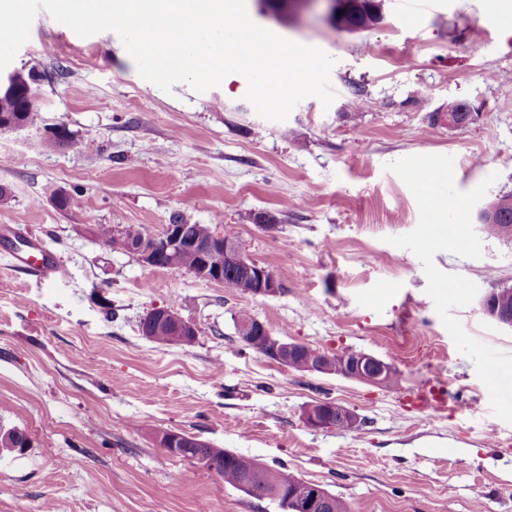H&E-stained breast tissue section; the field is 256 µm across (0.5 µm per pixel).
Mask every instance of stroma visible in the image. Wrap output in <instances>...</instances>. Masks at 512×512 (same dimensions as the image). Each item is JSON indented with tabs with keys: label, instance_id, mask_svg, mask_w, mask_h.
<instances>
[{
	"label": "stroma",
	"instance_id": "stroma-1",
	"mask_svg": "<svg viewBox=\"0 0 512 512\" xmlns=\"http://www.w3.org/2000/svg\"><path fill=\"white\" fill-rule=\"evenodd\" d=\"M381 3L380 23L345 32L320 14L247 0L257 25L336 60L330 107L309 97L282 122L254 111L242 75L166 93L141 78L115 33L84 38L36 16L9 65L38 73L35 111L0 132V225L16 230L0 239V429L30 437L24 451L0 452V512H278L167 455L155 442L163 430L321 485L351 512H512V424L488 410L421 261L387 242L415 228L419 209L385 168L451 155L458 190L495 172L487 199L512 193V13L498 0ZM457 102L473 107L472 123L434 120ZM59 125L84 149L46 148ZM174 215L233 227L281 290L255 297L151 267L96 233L144 224L159 234ZM19 233L54 252L56 277L11 268ZM481 242V258L441 251L434 264L478 287V300L453 311L466 332L512 354V328L481 304L512 286V240ZM162 307L195 324L192 345L143 336V318ZM241 309L276 338L370 354L402 381L385 389L278 364L238 341ZM429 382L484 412L417 409L410 396ZM315 401L356 412L361 429L308 427L302 413ZM494 429L496 447L486 440Z\"/></svg>",
	"mask_w": 512,
	"mask_h": 512
}]
</instances>
